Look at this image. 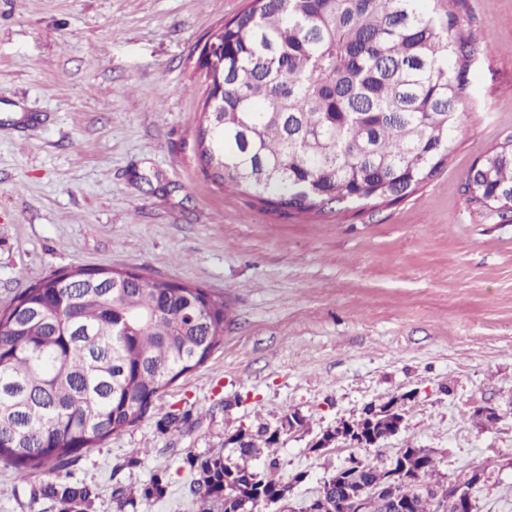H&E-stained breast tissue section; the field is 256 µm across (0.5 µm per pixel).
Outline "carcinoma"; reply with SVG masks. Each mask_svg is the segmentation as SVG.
<instances>
[{
	"label": "carcinoma",
	"instance_id": "cac0c4a2",
	"mask_svg": "<svg viewBox=\"0 0 512 512\" xmlns=\"http://www.w3.org/2000/svg\"><path fill=\"white\" fill-rule=\"evenodd\" d=\"M459 0H250L224 26V64L197 131L198 163L231 188L279 213L322 211L333 203L391 204L414 194L444 166L461 129L459 104L474 47L459 25ZM470 201L512 212V141L474 170ZM92 273L121 277L120 288H85ZM224 298L112 267L72 266L30 284L0 309V461L17 477L49 472L32 503L81 512L97 496L64 474L82 453L142 421L154 399L204 364L224 338ZM392 403L348 432H393ZM278 440L264 428L233 439L237 461L219 451L187 455L188 494L201 512L288 497V486L249 461ZM417 478L396 495L410 512H437L436 495L469 482L462 472L433 481L428 448L397 451ZM349 484L332 475L314 500L362 491V512H391L386 472L350 456ZM167 472L141 490L163 496Z\"/></svg>",
	"mask_w": 512,
	"mask_h": 512
}]
</instances>
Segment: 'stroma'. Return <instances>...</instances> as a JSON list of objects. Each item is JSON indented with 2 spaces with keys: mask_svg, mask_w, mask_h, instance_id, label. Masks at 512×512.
I'll list each match as a JSON object with an SVG mask.
<instances>
[{
  "mask_svg": "<svg viewBox=\"0 0 512 512\" xmlns=\"http://www.w3.org/2000/svg\"><path fill=\"white\" fill-rule=\"evenodd\" d=\"M248 0H0V308L73 265L135 268L223 296L224 339L141 422L83 453L70 479L91 512H198L183 459L234 456L241 428H303L274 443L302 512L350 455L312 445L366 404L416 391L405 426L361 458L427 448L439 480L483 465L475 512H512V213L476 210L466 177L512 138V0H461L478 48L447 164L391 205L282 217L216 187L197 162L202 51ZM488 406L495 422L476 417ZM193 410L192 428L163 427ZM136 466H128L131 456ZM164 470L171 484L139 490ZM40 473L0 461V512L32 503Z\"/></svg>",
  "mask_w": 512,
  "mask_h": 512,
  "instance_id": "35a3bbf8",
  "label": "stroma"
}]
</instances>
